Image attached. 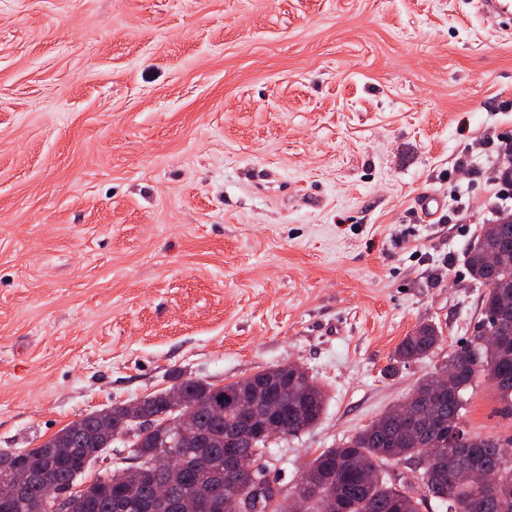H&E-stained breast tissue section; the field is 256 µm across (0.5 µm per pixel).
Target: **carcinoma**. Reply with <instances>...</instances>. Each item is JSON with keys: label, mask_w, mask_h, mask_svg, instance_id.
Masks as SVG:
<instances>
[{"label": "carcinoma", "mask_w": 512, "mask_h": 512, "mask_svg": "<svg viewBox=\"0 0 512 512\" xmlns=\"http://www.w3.org/2000/svg\"><path fill=\"white\" fill-rule=\"evenodd\" d=\"M512 249V213L501 214L480 227L470 245L465 264L469 275L486 287L482 319L467 343L455 350L436 371L421 378L408 401L415 420H400L403 404L381 414L370 425L326 448L307 466L299 481L278 500L263 505L261 512H293L289 499L296 493L308 500V512H420L435 499L445 512H512V433L483 436L462 426L463 392L475 378L485 376L501 400L512 408V264L494 269L488 255ZM442 331L431 323L417 325L398 345L395 360L401 363L426 358L443 343ZM193 398L224 399V425L211 422L209 410H197L198 425L209 433V447L198 448L190 440H176L166 422L177 412L160 391L146 396L143 414L152 418L153 430L143 435L146 422L136 421L124 404L111 406L103 415L87 414L83 428L67 425L36 448L19 455L0 451V483L18 488V495L0 503V512H53L56 491L75 483L82 472H91L96 459L111 447L102 431L131 438L126 460L138 462L143 473L136 486L129 484L126 469L106 472L73 500L71 512H169L154 501V487H167L169 498L207 497L209 512H223L224 501L248 495L253 478L242 473L231 483L224 480V435L237 425L236 395L239 382L216 386L200 380L176 381ZM252 390L286 389L300 402L288 405L284 424L295 437L313 427L324 413L327 395L301 366L277 365L253 375ZM265 447L254 433L241 440V455L250 457ZM160 448L175 456L170 469L152 472L148 465ZM393 460L412 465L414 479L425 495L408 493L406 484H395L386 467ZM466 464H487L498 472L495 490L460 484L455 470Z\"/></svg>", "instance_id": "cac0c4a2"}]
</instances>
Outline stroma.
I'll list each match as a JSON object with an SVG mask.
<instances>
[{
	"mask_svg": "<svg viewBox=\"0 0 512 512\" xmlns=\"http://www.w3.org/2000/svg\"><path fill=\"white\" fill-rule=\"evenodd\" d=\"M510 148L512 25L470 0H0V450L293 362L329 402L268 444L292 486L470 336ZM444 338L442 331L431 323L417 325L398 345L395 360L401 363L426 358L439 349Z\"/></svg>",
	"mask_w": 512,
	"mask_h": 512,
	"instance_id": "obj_1",
	"label": "stroma"
}]
</instances>
